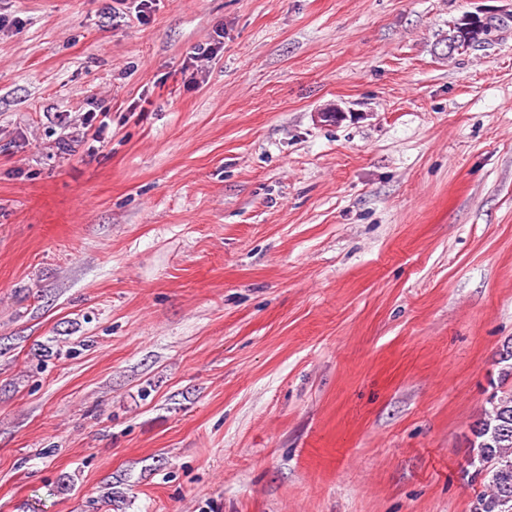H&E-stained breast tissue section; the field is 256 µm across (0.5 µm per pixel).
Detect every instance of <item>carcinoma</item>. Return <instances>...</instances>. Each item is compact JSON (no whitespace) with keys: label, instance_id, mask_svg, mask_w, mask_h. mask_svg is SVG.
Wrapping results in <instances>:
<instances>
[{"label":"carcinoma","instance_id":"carcinoma-1","mask_svg":"<svg viewBox=\"0 0 512 512\" xmlns=\"http://www.w3.org/2000/svg\"><path fill=\"white\" fill-rule=\"evenodd\" d=\"M493 27L489 22L470 28L461 21L448 40L471 45ZM473 434L471 464L483 476L484 490L472 512H512V392L490 400V408L474 424Z\"/></svg>","mask_w":512,"mask_h":512}]
</instances>
